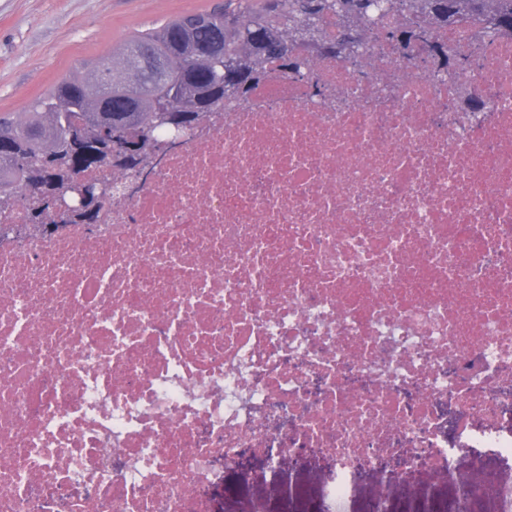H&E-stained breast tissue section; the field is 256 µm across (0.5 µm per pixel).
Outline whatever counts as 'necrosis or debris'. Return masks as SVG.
<instances>
[{
  "mask_svg": "<svg viewBox=\"0 0 512 512\" xmlns=\"http://www.w3.org/2000/svg\"><path fill=\"white\" fill-rule=\"evenodd\" d=\"M484 27L434 32L464 51ZM270 68L93 224L0 213V512H216L242 455L512 461V34ZM512 512V484L462 487Z\"/></svg>",
  "mask_w": 512,
  "mask_h": 512,
  "instance_id": "1",
  "label": "necrosis or debris"
}]
</instances>
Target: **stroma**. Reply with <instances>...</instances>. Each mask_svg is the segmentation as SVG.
<instances>
[{
	"label": "stroma",
	"mask_w": 512,
	"mask_h": 512,
	"mask_svg": "<svg viewBox=\"0 0 512 512\" xmlns=\"http://www.w3.org/2000/svg\"><path fill=\"white\" fill-rule=\"evenodd\" d=\"M217 0H0V112H20L53 85L72 66L92 60L147 26L185 13L212 8ZM470 455L454 462L450 474L398 469L365 472L357 476L349 512H363L370 490L390 483L404 493L433 488L438 501L450 505L458 487L454 472L481 464ZM332 463L316 457L273 471L253 468L248 476L229 474L225 486L235 488L244 512L258 501L268 512H278L275 486L295 480L321 481Z\"/></svg>",
	"instance_id": "1"
}]
</instances>
